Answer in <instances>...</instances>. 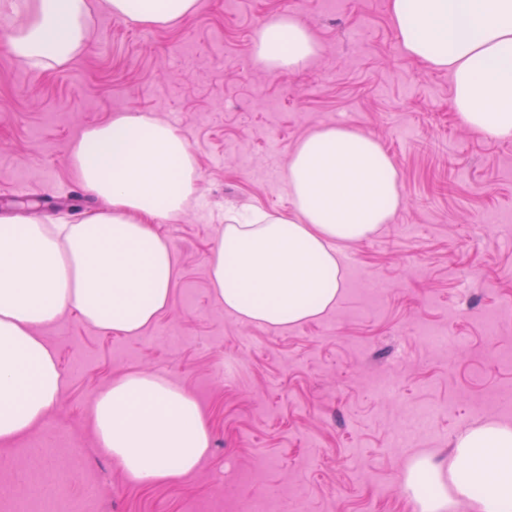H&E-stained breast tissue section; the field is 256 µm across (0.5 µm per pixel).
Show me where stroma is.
<instances>
[{
    "label": "stroma",
    "instance_id": "35a3bbf8",
    "mask_svg": "<svg viewBox=\"0 0 512 512\" xmlns=\"http://www.w3.org/2000/svg\"><path fill=\"white\" fill-rule=\"evenodd\" d=\"M90 45L67 66L32 69L11 55L15 0H0V212L53 219L98 208L69 165L80 132L125 112L176 125L200 173L198 199L158 230L178 274L169 307L121 336L67 312L38 333L65 384L44 422L0 446V512H409L417 458H447L458 434L500 420L512 391V321L496 335L485 309L512 305V140L458 124L448 74L403 52L389 0H199L167 28L126 23L89 0ZM290 12L318 41L299 69L256 65L262 23ZM344 124L387 149L405 204L346 246L342 293L319 319L268 328L213 298L209 259L228 208L288 213L283 183L303 137ZM446 327L452 351L427 345ZM166 376L201 404L211 453L193 474L140 486L97 447V395L134 372ZM395 383L379 395L377 383ZM434 407L430 431L392 435ZM102 487L99 498L88 484Z\"/></svg>",
    "mask_w": 512,
    "mask_h": 512
}]
</instances>
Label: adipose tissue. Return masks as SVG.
Returning <instances> with one entry per match:
<instances>
[{
	"label": "adipose tissue",
	"instance_id": "1",
	"mask_svg": "<svg viewBox=\"0 0 512 512\" xmlns=\"http://www.w3.org/2000/svg\"><path fill=\"white\" fill-rule=\"evenodd\" d=\"M112 16L165 27L198 0H106ZM404 53L448 73L451 109L472 131L512 137V0H389ZM87 0H27L25 23L8 35L19 60L67 65L89 46ZM293 16L262 25L255 61L296 69L317 54ZM69 164L103 209L45 224L0 215V445L40 425L65 375L38 328L67 310L88 324L139 335L170 302L177 274L171 242L156 223L178 218L197 173L183 134L128 112L83 129ZM294 207L279 214L227 212L210 262L215 300L246 323L291 327L316 319L342 292L338 247L359 242L404 204L395 164L381 142L342 125L305 137L285 174ZM99 448L138 484L192 474L211 440L196 399L158 374L131 373L95 400ZM421 512H512V425L491 422L460 435L448 462L425 457L407 472Z\"/></svg>",
	"mask_w": 512,
	"mask_h": 512
}]
</instances>
